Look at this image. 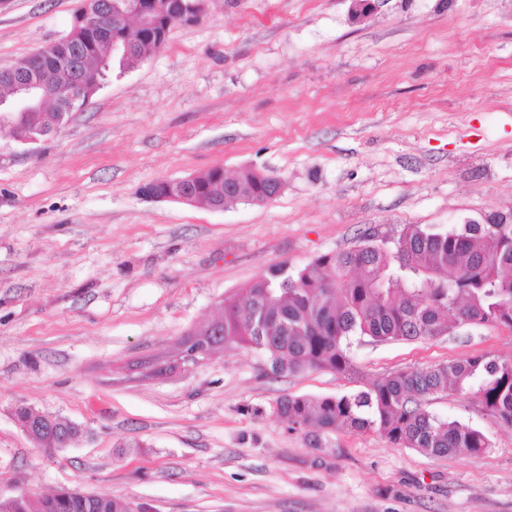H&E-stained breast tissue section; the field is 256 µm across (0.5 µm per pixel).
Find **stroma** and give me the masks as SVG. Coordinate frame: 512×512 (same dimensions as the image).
<instances>
[{"instance_id": "stroma-1", "label": "stroma", "mask_w": 512, "mask_h": 512, "mask_svg": "<svg viewBox=\"0 0 512 512\" xmlns=\"http://www.w3.org/2000/svg\"><path fill=\"white\" fill-rule=\"evenodd\" d=\"M80 0H0V68L65 37ZM208 0L197 24L111 78L33 145L0 130V495L105 493L143 512H512V427L472 395L430 412L480 427L477 456L374 431L312 446L283 395H334L402 368L512 358V331L363 343L361 380L277 377L247 348L179 360L188 331L278 263L366 230L434 232L512 210V0ZM281 193L221 211L141 189L212 167ZM30 405L82 424L46 453Z\"/></svg>"}]
</instances>
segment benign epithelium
Returning a JSON list of instances; mask_svg holds the SVG:
<instances>
[{"label": "benign epithelium", "instance_id": "benign-epithelium-1", "mask_svg": "<svg viewBox=\"0 0 512 512\" xmlns=\"http://www.w3.org/2000/svg\"><path fill=\"white\" fill-rule=\"evenodd\" d=\"M207 0H115L109 12L103 10L100 0H81L72 28L78 34L75 44L56 48L51 43L37 52L63 76L60 88L54 92L29 75H4L7 90L0 93V124L14 131V138L22 144H35L53 132L63 122V115L85 106L102 84L100 69L107 61L101 55L103 46L110 51H121L124 57L135 52L138 41L151 43L153 51L165 44V31L172 24L190 25L204 19ZM37 111L46 117L45 128L39 135L22 131L18 124L28 113ZM195 176L166 181L178 185V192L142 190V196L154 202H177L222 211L226 204L207 202L190 191Z\"/></svg>", "mask_w": 512, "mask_h": 512}]
</instances>
